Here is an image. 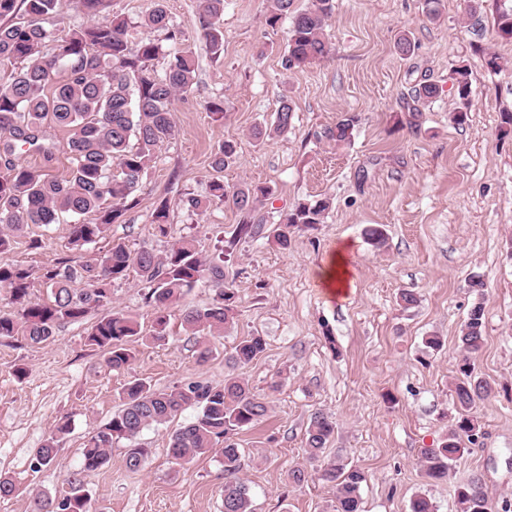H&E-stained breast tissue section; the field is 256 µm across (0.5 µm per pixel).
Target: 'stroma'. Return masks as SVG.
Masks as SVG:
<instances>
[{
  "instance_id": "stroma-1",
  "label": "stroma",
  "mask_w": 512,
  "mask_h": 512,
  "mask_svg": "<svg viewBox=\"0 0 512 512\" xmlns=\"http://www.w3.org/2000/svg\"><path fill=\"white\" fill-rule=\"evenodd\" d=\"M325 33L329 57L286 70L283 53L290 17L266 23V0H224V55L212 58L199 24V0H166L171 20L195 52L196 84L177 96V134L157 150L135 193L136 204L84 257L104 253L115 241L166 252L191 241L199 255L222 262L238 294V313L223 335L212 337L213 356L196 360V338L180 314L208 306L214 291L200 282L173 309L168 337L152 342L154 311L136 275L112 286V308L135 317L141 339L129 369L107 368L87 340L90 320L62 324L53 342L33 346L0 339V473L13 479L15 495L0 498V512H30L36 496L62 497L72 472L82 471V450L92 432L109 421L118 394L143 378L157 388L194 380L223 381L232 373L224 354L242 337L260 333L264 353L240 374L255 393L269 395L263 422L236 435L242 478L253 512H335L330 486L310 478L288 482L290 467L303 463L305 434L321 411L336 424L329 455L361 468L364 512H409L411 499L428 495L438 512H456L455 489L473 475L496 512L512 508V40L499 37L494 18L512 0H481L470 14L465 0H440L428 19L424 0H335ZM410 32L415 44L400 55L396 41ZM505 67L492 71L488 53ZM470 71L472 92L459 99L453 88L458 66ZM435 82L440 94L421 111L405 105L414 85ZM294 106L287 135L258 143L255 125L270 120L281 97ZM223 101L216 118L208 102ZM466 119L454 120L457 112ZM357 119L353 140L335 144L322 136L337 117ZM52 157L21 152L22 162L63 177L71 163L69 130L47 126ZM235 140L236 160L225 168L226 185L273 188L272 215L289 212L316 196L328 198L323 221L295 231L288 249L270 240L225 246L240 221L228 203L202 214L188 211L187 195H206L215 173L212 152ZM170 207V233L159 236L153 213ZM385 225L387 244L372 247L368 225ZM69 220L32 224L0 265L31 270L34 299L46 297L45 269L74 259L67 247ZM40 248H31V240ZM346 248L349 292L327 293L321 271L337 248ZM485 288L474 292L472 276ZM417 294L406 309L400 291ZM485 306V341L475 371L492 394L477 405L483 432L448 480L422 473V449L444 436L457 414L452 382L459 359L458 335L472 304ZM441 336L433 351L425 336ZM24 376H17V368ZM284 377L277 392L273 378ZM71 429L58 442L54 461L36 467L34 452L60 418ZM169 426L146 429L139 438L149 454L142 470L125 466L126 441L113 444L109 463L82 471L90 512H222L224 463L212 451L185 464L168 453Z\"/></svg>"
}]
</instances>
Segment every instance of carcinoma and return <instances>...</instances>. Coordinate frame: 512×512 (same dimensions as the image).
I'll use <instances>...</instances> for the list:
<instances>
[{"instance_id": "obj_1", "label": "carcinoma", "mask_w": 512, "mask_h": 512, "mask_svg": "<svg viewBox=\"0 0 512 512\" xmlns=\"http://www.w3.org/2000/svg\"><path fill=\"white\" fill-rule=\"evenodd\" d=\"M25 6V16L12 23L0 24V134L3 140V167L0 168V251L8 249L15 236L29 224H55L63 214H97L94 222L76 221L70 225L69 245L80 250L102 238L108 226L115 224L131 208L130 200L154 154L164 142L176 135L172 102L193 89L196 77L194 52L185 48L170 60L163 74L149 67L163 52L161 43L151 37L130 39L129 22L114 16L80 27L59 38L45 26L46 20L59 12L61 0H0V18L16 12V2ZM166 0H154L144 26L166 32L175 40L174 28L166 9ZM269 26L292 15L288 30L284 68H300L327 56L330 47L324 27L334 9V0H310L299 12L292 11L293 0H269ZM224 0H202L200 23L213 58L224 55V30L221 17ZM455 91L465 99L471 93L469 71L460 66L454 71ZM439 86L425 80L415 86L413 98L423 105L439 95ZM293 108L288 97L269 122L254 127V138L262 142L288 133ZM68 128V148L72 168L58 179L34 170L12 158L17 145L51 157L54 144L44 135V125ZM357 118L341 115L324 137L337 144L353 137ZM236 145L231 139L219 143L213 151L212 168L220 172L235 162ZM273 194L269 186L245 185L228 189L216 179L208 195L189 196L188 209L197 212L214 203L231 202L241 214L228 247L241 239H255L270 223L264 211ZM329 208L326 198L298 204L280 217L272 231L273 241L286 250L294 230L314 228ZM368 242L376 249L387 240L383 225L365 229ZM135 271L147 285L146 302L155 310L153 339L166 338L168 312L184 292L206 280L215 288L213 302L203 308L182 311V322L194 336H213L233 322L237 311V293L226 281L224 268L208 262L193 244L180 240L163 254L147 246L130 249L114 242L102 255L81 260L74 265L49 268L42 281L49 299L30 298L32 272L17 266H0V288L9 290L15 315H0V337L20 338L30 344H44L54 339L63 323L79 322L90 311L108 309L112 304V284ZM84 283L78 290L76 281ZM483 301L475 302L467 312L458 336L461 358L454 382L458 418L435 448H426L420 467L430 480H446L453 464L479 445L475 435L481 432L473 413L476 403L491 395V386L475 375L474 358L482 349L485 336ZM139 335L138 322L121 311L109 312L90 328L88 342L104 355V363L113 370L130 366L135 353L131 338ZM266 349L263 336H246L232 347L225 361L245 368ZM120 409L98 427L82 451V470L106 466L114 441L129 442L125 452L128 470L142 469L148 450L136 440L152 427L167 424L189 407L198 409L195 418L175 429L169 438V453L185 464L221 448L224 457V512H252L248 487L238 474L242 454L234 436L265 419L270 400L254 393L244 378L227 375L221 382L192 381L182 386L159 389L144 379L129 382L119 396ZM70 421H60L55 433L34 455L36 465L50 464L55 456L56 434L68 431ZM335 432V424L323 413H315L306 430L307 461L313 466L289 470V482L301 486L315 473L329 485L336 500V512H363L360 488L364 472L339 458L324 457ZM69 491L61 498H37L33 512H89L88 493L81 473L68 478ZM457 512H493L482 490L479 477L457 486Z\"/></svg>"}]
</instances>
